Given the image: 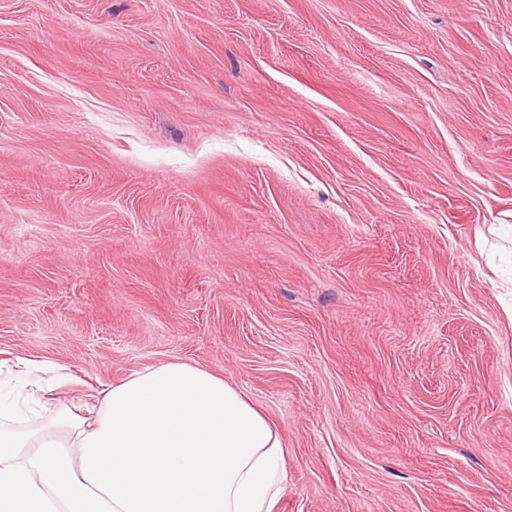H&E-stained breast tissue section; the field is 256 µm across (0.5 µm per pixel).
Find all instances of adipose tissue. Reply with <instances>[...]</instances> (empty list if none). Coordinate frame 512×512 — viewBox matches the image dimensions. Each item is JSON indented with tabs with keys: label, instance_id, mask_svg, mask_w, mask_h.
Here are the masks:
<instances>
[{
	"label": "adipose tissue",
	"instance_id": "obj_1",
	"mask_svg": "<svg viewBox=\"0 0 512 512\" xmlns=\"http://www.w3.org/2000/svg\"><path fill=\"white\" fill-rule=\"evenodd\" d=\"M0 382V512H276L281 434L234 386L165 361L48 415Z\"/></svg>",
	"mask_w": 512,
	"mask_h": 512
}]
</instances>
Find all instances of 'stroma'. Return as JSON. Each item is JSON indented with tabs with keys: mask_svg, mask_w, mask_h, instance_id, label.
Here are the masks:
<instances>
[{
	"mask_svg": "<svg viewBox=\"0 0 512 512\" xmlns=\"http://www.w3.org/2000/svg\"><path fill=\"white\" fill-rule=\"evenodd\" d=\"M512 0H0V361L168 360L277 512H512Z\"/></svg>",
	"mask_w": 512,
	"mask_h": 512,
	"instance_id": "stroma-1",
	"label": "stroma"
}]
</instances>
